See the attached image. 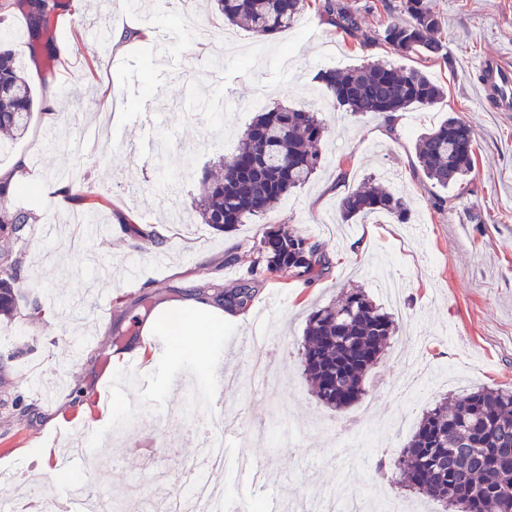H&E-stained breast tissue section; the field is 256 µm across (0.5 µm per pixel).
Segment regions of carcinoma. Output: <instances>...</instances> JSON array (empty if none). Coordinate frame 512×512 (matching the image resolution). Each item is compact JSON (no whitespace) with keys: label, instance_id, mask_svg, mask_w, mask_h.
Here are the masks:
<instances>
[{"label":"carcinoma","instance_id":"1","mask_svg":"<svg viewBox=\"0 0 512 512\" xmlns=\"http://www.w3.org/2000/svg\"><path fill=\"white\" fill-rule=\"evenodd\" d=\"M214 14L257 37L274 36L292 28L307 0H211ZM318 14L338 33L360 28V16L341 0H316ZM408 20L388 21L381 34L367 36L403 56L446 55L436 34L441 18L425 0H401ZM330 100L355 115L395 114L410 107H431L443 87L413 67L372 62L346 71L317 75ZM20 70L8 44L0 41V130L21 136L33 114L44 106ZM327 127L308 106L278 105L258 113L242 137L235 155L222 160V171L202 180L195 207L203 223L232 232L240 224L263 218L270 204L305 185L321 165L317 146ZM416 158L424 176L448 188L467 180L474 170L470 126L455 117L422 133ZM405 198L383 185L368 183L346 194L340 203L345 223L384 213L407 223ZM31 214L0 209V315L18 308L14 285L22 260L14 244ZM329 260L322 244L288 224L270 228L256 247L249 270L254 282L277 277L307 283L320 277ZM251 288L224 292V306L246 308ZM395 319L360 288L307 316L301 344V364L319 402L337 412L352 407L366 394L364 378L396 335ZM399 482L438 501L444 512H512V388H480L459 398H446L423 413L402 448Z\"/></svg>","mask_w":512,"mask_h":512}]
</instances>
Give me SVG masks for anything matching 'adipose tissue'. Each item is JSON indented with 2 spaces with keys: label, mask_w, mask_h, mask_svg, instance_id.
I'll return each instance as SVG.
<instances>
[{
  "label": "adipose tissue",
  "mask_w": 512,
  "mask_h": 512,
  "mask_svg": "<svg viewBox=\"0 0 512 512\" xmlns=\"http://www.w3.org/2000/svg\"><path fill=\"white\" fill-rule=\"evenodd\" d=\"M232 311L223 308L214 299L201 296L184 302H163L149 315L144 329L149 333L165 331L176 337V353L195 361L198 370L213 363V349L224 336V322L232 318Z\"/></svg>",
  "instance_id": "adipose-tissue-1"
}]
</instances>
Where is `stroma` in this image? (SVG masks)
I'll list each match as a JSON object with an SVG mask.
<instances>
[{
    "instance_id": "35a3bbf8",
    "label": "stroma",
    "mask_w": 512,
    "mask_h": 512,
    "mask_svg": "<svg viewBox=\"0 0 512 512\" xmlns=\"http://www.w3.org/2000/svg\"><path fill=\"white\" fill-rule=\"evenodd\" d=\"M54 15L73 13L82 25L54 34L34 30L27 15L32 0H0V39H9L31 84L53 91L57 107L76 118L67 139L46 143L50 133L36 115L27 135L6 143L0 134V168L17 155L30 159L29 177L49 184L70 168L84 127L97 125L93 99L112 96L119 105L108 115L102 161L86 176L99 190L76 189L73 202L57 205L52 221L25 226L16 247L23 265L16 288L23 301L12 320L0 321V469L15 479L0 480V496L17 497L29 483L51 472V461L67 452L80 431L77 410L95 420L114 407L108 431H96L94 450L118 456L104 468L82 463L93 488L105 489L122 512H140L125 497L127 479L145 467L132 451L139 437L156 440L152 405L173 414L170 438L183 429L179 412L183 385L209 394L213 380L185 358L157 354L146 346L141 320L163 301H178L207 287H237L255 257L267 224H287L325 244L331 266L320 280H268L242 312L224 325L220 365L237 376L239 388L224 392V417L213 430L234 427L224 468L211 476L224 490V512H273L283 495L311 498L326 490L347 501L361 475L376 501H400L415 512H442L440 503L401 490L394 462L424 411L443 397L481 387L512 386V112H496L483 100L476 81L484 56L512 66V0H425L441 17L447 58L399 56L384 46H364V35L399 17L401 0L373 8V0H343L358 11L361 28L341 35L306 7L288 31L271 39L225 25L206 0L188 10L209 28L211 53L221 55V82L203 69H189L197 45L179 12L161 0H45ZM122 27L135 34L113 62L102 51L107 32ZM53 45L58 62L46 69L31 47ZM381 61L415 67L445 88L428 109L396 115H353L333 107L315 76L327 69L356 68ZM277 104L307 105L320 113L327 133L320 145L321 166L300 189L274 203L266 224H245L232 233L203 224L194 200L206 169L235 154L252 118ZM462 118L476 141L471 180L444 189L418 168L415 145L427 128L448 117ZM167 144L158 159L159 144ZM398 178L396 192L409 201L408 223L376 214L342 223L339 203L362 182ZM104 211V236L86 238L69 223L72 213ZM147 230L163 224L162 240L133 237L124 216ZM366 250L351 255L350 245ZM169 255L166 265L155 253ZM139 270L130 279V267ZM389 276L400 288L405 319L380 361L373 366L369 392L338 413L322 405L302 374L298 348L313 307L363 289L381 307L389 302L379 280ZM50 298L46 314L30 315L28 297ZM271 338L275 378L266 394H247L250 364L245 344L255 329ZM143 347L133 362L115 359L120 348ZM430 373L429 393L410 401L398 383L411 366ZM126 379V390L109 394V376ZM261 457L264 484L241 471L243 456Z\"/></svg>"
}]
</instances>
